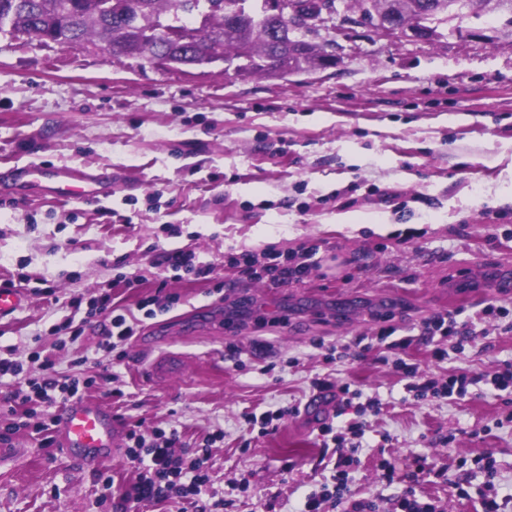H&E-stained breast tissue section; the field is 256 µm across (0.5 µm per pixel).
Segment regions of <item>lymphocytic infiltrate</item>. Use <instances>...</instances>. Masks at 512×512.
Masks as SVG:
<instances>
[{
	"label": "lymphocytic infiltrate",
	"instance_id": "1",
	"mask_svg": "<svg viewBox=\"0 0 512 512\" xmlns=\"http://www.w3.org/2000/svg\"><path fill=\"white\" fill-rule=\"evenodd\" d=\"M319 247L315 244H301L292 255L270 250L256 256L249 253L229 256L230 267L246 276H253L256 268H263L270 280L276 285H287L307 278L314 266L313 258ZM471 320H459L457 312L439 313L421 322L420 335L431 346L430 356L433 360L447 359L449 350H462L464 342L473 336ZM376 339L385 344L389 351L396 354V369L403 372L406 390L414 399L426 397L435 399H461L468 395L470 386L476 385L478 376L460 372L438 378L419 371L416 365L407 363L403 355L413 342L412 337H394L392 329H380ZM41 378L28 382L35 398L50 404L69 402L80 399L89 381L77 379L61 383L54 377V363L44 360ZM365 433L364 423L349 424L346 431L335 430L333 425L325 423L319 428L323 440L333 442L339 452L336 461L335 482L323 485L321 491L309 493L302 504L300 512H324L325 504L343 506L344 512H375L371 502L354 501L346 498V481L349 467L356 462L360 449L359 437ZM127 439L130 443L129 456L138 464V476L123 495L125 503L140 506L160 503L169 499L172 492L182 496L199 495L209 482V475L204 467L206 454H199L192 459H185L176 454L180 442L178 430L157 431L153 438H145L137 430H129Z\"/></svg>",
	"mask_w": 512,
	"mask_h": 512
}]
</instances>
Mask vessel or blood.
I'll return each mask as SVG.
<instances>
[{
  "instance_id": "1",
  "label": "vessel or blood",
  "mask_w": 512,
  "mask_h": 512,
  "mask_svg": "<svg viewBox=\"0 0 512 512\" xmlns=\"http://www.w3.org/2000/svg\"><path fill=\"white\" fill-rule=\"evenodd\" d=\"M16 179H29L42 189L63 199L93 200L102 177L71 167L30 165L14 170ZM185 368L183 356L164 352L149 363V372L156 379H172ZM121 427L112 413L99 400H80L66 406L59 414L57 444L66 452L84 456L97 463L111 459L121 439Z\"/></svg>"
}]
</instances>
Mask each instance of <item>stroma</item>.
I'll return each instance as SVG.
<instances>
[{
    "instance_id": "35a3bbf8",
    "label": "stroma",
    "mask_w": 512,
    "mask_h": 512,
    "mask_svg": "<svg viewBox=\"0 0 512 512\" xmlns=\"http://www.w3.org/2000/svg\"><path fill=\"white\" fill-rule=\"evenodd\" d=\"M339 55L312 74L242 77L220 63L175 71L90 42L62 48L0 33V284L27 296L0 319V358L25 371L0 381V430L11 420L7 397L49 358L58 379H93L86 398L124 425L177 429L188 453L216 436L208 492L140 512H299L336 470L319 426L357 417L352 406L324 419L288 414L306 406L320 375L383 402L349 496L387 512L396 490L381 483L378 460L413 450L469 492L420 480L443 512H480L484 453L512 489V394L408 401L400 374L358 343L384 324L414 335L410 357L438 377L487 380L512 359L506 319L476 323L441 363L416 337L437 313L470 315L487 302L512 310V43L385 39L363 24L347 28ZM34 163L103 173V196L61 199L4 180ZM351 212L370 223H340ZM308 240L320 249L299 284L275 288L224 262ZM176 248L209 276L157 265ZM122 273L141 286L118 283ZM162 280L172 303L141 308ZM107 292L137 324L135 340L112 352L99 347L108 312L90 310ZM229 300L251 301L250 313L226 320ZM69 317L84 330L74 341L54 330ZM333 346L351 359L328 361ZM166 350L188 369L149 379L145 358ZM277 409L286 415L267 434L247 420ZM42 439L31 428L8 435L21 458L0 466V512H121L136 475L127 446L92 464Z\"/></svg>"
}]
</instances>
